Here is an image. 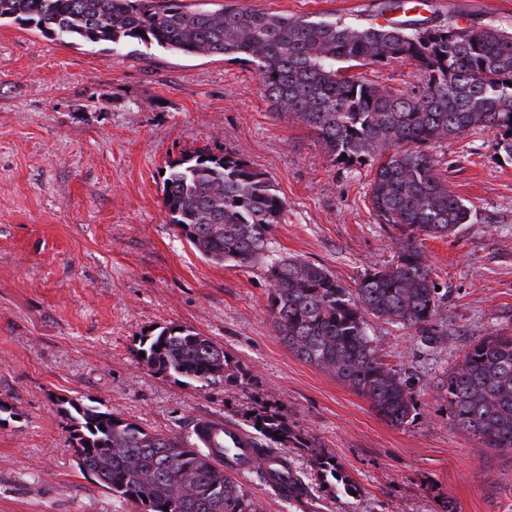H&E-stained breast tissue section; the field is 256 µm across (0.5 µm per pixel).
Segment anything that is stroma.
<instances>
[{
  "mask_svg": "<svg viewBox=\"0 0 512 512\" xmlns=\"http://www.w3.org/2000/svg\"><path fill=\"white\" fill-rule=\"evenodd\" d=\"M259 10L367 20L355 0H242ZM446 22L512 28V0H432ZM233 150L286 200L271 258L326 267L355 288L392 259V229L368 204L369 166L327 161L315 134L270 110L251 67L129 43L71 45L0 23V512H133L77 465L57 399L69 396L182 437L201 417L257 439L250 415L287 411L308 447L276 445L310 486L303 503L257 473L240 485L265 512H512V450L485 454L448 414L440 381L471 344L512 332V160L484 130L430 149L472 223L424 240L445 292L426 343L376 318L368 332L416 390L419 414L395 427L299 358L269 310L270 260L215 263L162 205V170L198 151ZM180 325L211 337L255 378L186 383L140 364V339ZM336 459L355 493L318 473Z\"/></svg>",
  "mask_w": 512,
  "mask_h": 512,
  "instance_id": "obj_1",
  "label": "stroma"
}]
</instances>
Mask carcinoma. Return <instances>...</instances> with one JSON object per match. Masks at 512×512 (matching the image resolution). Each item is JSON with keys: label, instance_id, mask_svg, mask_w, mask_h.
Instances as JSON below:
<instances>
[{"label": "carcinoma", "instance_id": "carcinoma-1", "mask_svg": "<svg viewBox=\"0 0 512 512\" xmlns=\"http://www.w3.org/2000/svg\"><path fill=\"white\" fill-rule=\"evenodd\" d=\"M425 6L426 0H383L382 9ZM4 19L33 23L74 44L119 49L137 40L251 66L272 111L314 131L331 164L371 166L369 205L378 223L397 230L391 262L367 270L351 292L321 265L277 258L270 264L269 306L276 330L300 358L332 372L389 424L415 419V393L369 337L368 320L424 333L440 313L442 295L422 241L456 233L473 213L448 188L428 148L488 129L495 152L512 159V31L429 19L354 25L241 3L193 9L182 0H0ZM394 64L413 66L419 84L381 88L355 72ZM164 183L169 222L184 227L202 256L239 265L264 257L286 201L239 154L183 156L168 165ZM139 352L145 367L186 382L251 381L221 345L187 327L158 328L142 337ZM442 385L454 424L480 452L512 449L511 333L475 341ZM58 402L80 469L135 512H263L199 440L145 428L77 398ZM251 421L267 440L308 447L282 411L263 405ZM281 463L286 498L309 493L288 461Z\"/></svg>", "mask_w": 512, "mask_h": 512}]
</instances>
